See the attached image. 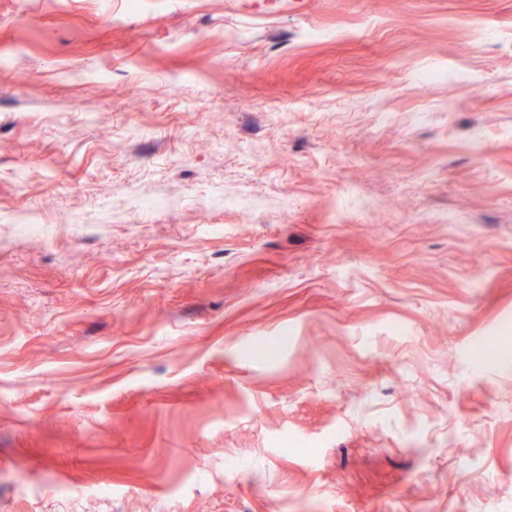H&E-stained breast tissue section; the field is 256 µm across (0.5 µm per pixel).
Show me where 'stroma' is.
Listing matches in <instances>:
<instances>
[{
	"label": "stroma",
	"instance_id": "1",
	"mask_svg": "<svg viewBox=\"0 0 512 512\" xmlns=\"http://www.w3.org/2000/svg\"><path fill=\"white\" fill-rule=\"evenodd\" d=\"M507 333L512 0H0V512H512Z\"/></svg>",
	"mask_w": 512,
	"mask_h": 512
}]
</instances>
